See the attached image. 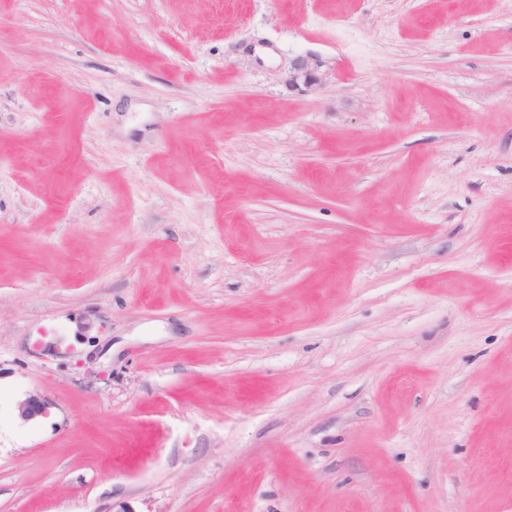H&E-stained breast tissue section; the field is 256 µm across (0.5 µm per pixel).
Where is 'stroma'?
Here are the masks:
<instances>
[{"label":"stroma","mask_w":512,"mask_h":512,"mask_svg":"<svg viewBox=\"0 0 512 512\" xmlns=\"http://www.w3.org/2000/svg\"><path fill=\"white\" fill-rule=\"evenodd\" d=\"M121 503L512 512V0H0V512ZM287 81L290 87L301 89L304 92L314 90L321 85V79L316 74L315 68L305 58H299L295 62L288 74Z\"/></svg>","instance_id":"35a3bbf8"}]
</instances>
